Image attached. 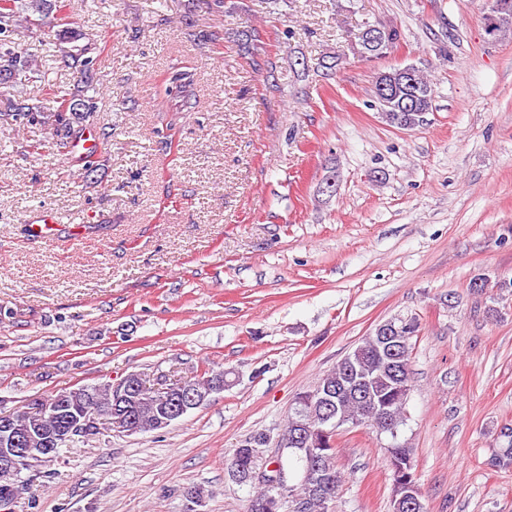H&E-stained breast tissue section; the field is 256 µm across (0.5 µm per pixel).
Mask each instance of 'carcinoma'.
<instances>
[{"instance_id": "cac0c4a2", "label": "carcinoma", "mask_w": 512, "mask_h": 512, "mask_svg": "<svg viewBox=\"0 0 512 512\" xmlns=\"http://www.w3.org/2000/svg\"><path fill=\"white\" fill-rule=\"evenodd\" d=\"M71 0H0V98L7 102V110L0 112V120L18 126L38 125L45 131L42 140L30 145L33 154L44 152L63 153L71 144V126L76 120L88 118L96 111L95 96L83 92H67L59 86L49 88L53 111L44 112L39 106H33L18 99L19 87L31 80L41 78L27 53L25 43L20 36L27 38L35 35L33 28H41L36 23L30 27L21 23L20 13L31 11L44 17L56 11L62 14L61 20L69 18ZM496 37L500 38L512 31V0H507L505 7L497 12ZM59 41V61L62 66L77 69L81 77L91 73L94 58L85 56L86 49L77 45L80 34L71 27L57 30ZM399 39V31L390 26L384 44L368 46L361 43L362 53L377 55L384 48L392 47ZM418 96L411 101L405 91V74L400 68H391L377 74L375 80V104L383 119L397 128L412 129L419 125L421 112H430L433 108V90L416 66H411ZM155 82L163 91L165 99L166 133L159 141L161 150L171 153L175 146L177 133V115L184 111L189 102L197 96V78L195 69L185 66L171 67L158 72ZM388 322L395 328L394 335L399 337L393 365H386L377 355V342L373 336L350 353V365L344 367L336 363V368L319 379L317 384L296 397L295 407L288 416V424L283 436H288L301 425L310 434L308 447L288 449L287 458H276L268 464L289 465L298 473L295 484L283 488L282 497L293 499L295 505L304 506V512H329L330 503L335 501L343 483V475L337 469L336 432L325 431L324 408L311 399V394L325 386L335 397L338 414L362 418L378 426L386 419L397 430L404 424V409L410 393L412 371L410 365L411 339L417 335L416 318L393 317ZM228 372L215 371L206 366L199 373L182 378L185 384L204 392L217 389L227 382ZM87 395L75 399L71 392L57 393L45 398L50 406L44 417L31 419L26 413L16 414V424L39 430L44 436L57 433L61 420L51 407L61 397L70 401L73 409L91 413L101 405L112 401V383L86 386ZM169 407V395L153 390L145 385L138 390L130 402L131 411L139 425V433H151L165 428L164 413ZM266 443V436L258 435L244 441L234 449L227 464L229 476L238 483H247L251 475L262 462L261 446ZM389 468L392 478L391 512H426L422 497L413 500L405 497L403 486L399 483L395 468L415 475V460L412 449L392 443L388 447ZM248 512H279L272 506L271 489L263 487L250 501Z\"/></svg>"}]
</instances>
